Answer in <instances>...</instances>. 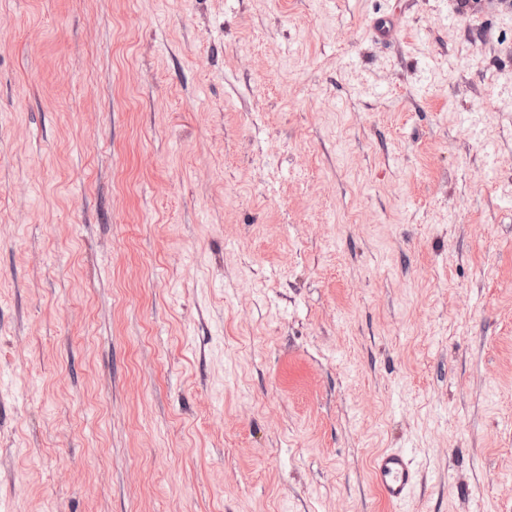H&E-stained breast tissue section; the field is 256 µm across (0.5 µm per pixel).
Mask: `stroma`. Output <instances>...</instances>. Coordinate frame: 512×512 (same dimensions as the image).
Listing matches in <instances>:
<instances>
[{"label": "stroma", "mask_w": 512, "mask_h": 512, "mask_svg": "<svg viewBox=\"0 0 512 512\" xmlns=\"http://www.w3.org/2000/svg\"><path fill=\"white\" fill-rule=\"evenodd\" d=\"M0 512H512V4L0 0ZM372 469L388 503L402 506L413 496L419 468L407 452L398 448L386 449L374 458Z\"/></svg>", "instance_id": "obj_1"}]
</instances>
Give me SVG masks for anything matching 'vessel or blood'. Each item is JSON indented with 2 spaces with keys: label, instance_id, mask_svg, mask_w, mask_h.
I'll return each instance as SVG.
<instances>
[{
  "label": "vessel or blood",
  "instance_id": "b4317fda",
  "mask_svg": "<svg viewBox=\"0 0 512 512\" xmlns=\"http://www.w3.org/2000/svg\"><path fill=\"white\" fill-rule=\"evenodd\" d=\"M374 478L385 500L393 505L405 504L414 494L419 468L407 452L392 448L379 453L372 464Z\"/></svg>",
  "mask_w": 512,
  "mask_h": 512
}]
</instances>
